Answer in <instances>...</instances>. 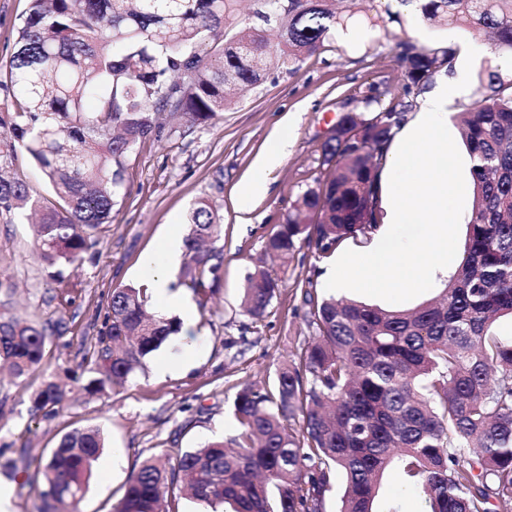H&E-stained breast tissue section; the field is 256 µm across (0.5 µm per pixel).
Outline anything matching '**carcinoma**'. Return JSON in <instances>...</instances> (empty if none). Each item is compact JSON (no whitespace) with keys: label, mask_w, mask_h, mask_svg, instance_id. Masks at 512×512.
I'll return each mask as SVG.
<instances>
[{"label":"carcinoma","mask_w":512,"mask_h":512,"mask_svg":"<svg viewBox=\"0 0 512 512\" xmlns=\"http://www.w3.org/2000/svg\"><path fill=\"white\" fill-rule=\"evenodd\" d=\"M411 1L428 25L488 36L512 57V0H398ZM261 2L263 16L246 19L238 0H29L0 80L13 100V111L0 114V169L25 151L55 199L0 177V211H39L38 258L51 265L94 258L125 195V159L139 142L212 120L232 104L226 86L245 94L266 81L274 53L297 72L356 18L336 0H290L280 22L282 0ZM271 27L282 30L277 45L267 37ZM395 50L403 83L391 91L368 85L340 116L322 147L321 164L333 174L303 191L265 241L269 254L305 246L319 259L379 228L389 147L431 79L453 73L457 54L442 42L400 41ZM456 120L473 197L462 260L440 295L388 310L301 287L313 341L277 369L272 387L237 392L234 447L216 439L168 467L143 462L113 512H167L163 503L183 480L210 507L323 512L339 478L337 512H399L394 499L378 510L382 479L393 470L424 497L426 512L512 505V339L493 327L512 319V76L482 69L477 99ZM222 229L209 199H199L182 284L204 298L222 275L221 251L204 244L220 240ZM279 288L264 269L249 275L245 315L263 318ZM145 304L139 288L112 291L104 330L83 356L93 374L88 392L106 393L179 332L178 320L151 317ZM48 330L0 316V364L29 376ZM63 400L60 385L45 380L34 410L55 413ZM103 448L96 426L61 437L43 466L41 512L78 505Z\"/></svg>","instance_id":"carcinoma-1"}]
</instances>
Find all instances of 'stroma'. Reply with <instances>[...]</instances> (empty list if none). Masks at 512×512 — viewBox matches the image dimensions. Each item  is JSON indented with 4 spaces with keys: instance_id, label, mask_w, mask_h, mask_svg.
I'll return each instance as SVG.
<instances>
[{
    "instance_id": "35a3bbf8",
    "label": "stroma",
    "mask_w": 512,
    "mask_h": 512,
    "mask_svg": "<svg viewBox=\"0 0 512 512\" xmlns=\"http://www.w3.org/2000/svg\"><path fill=\"white\" fill-rule=\"evenodd\" d=\"M387 4L370 0L347 34L336 35L296 73L272 62L264 84L209 123L182 136L137 144L126 159V194L100 236L95 260L47 265L36 256L29 213L0 215V315L66 325L48 336L32 378L0 374V484L16 486L13 512H40L42 463L65 433L89 424L104 431L109 446L93 466L77 512H112L145 459L173 462L212 438H234L236 393L247 384H271L278 366L294 359L313 336L297 287L308 279L320 282L329 258H314L301 248L288 258L268 260L264 243L319 176L322 146L332 134L339 103L358 97L371 83L400 85L394 45L401 39L419 46L449 40L460 50L473 46V64L461 53L456 57L457 81L465 67L477 72L499 62L487 41L430 28L402 7L388 17ZM27 9L28 0H0L1 72ZM284 128L291 140L288 154L269 173V192L241 216L237 189L256 175L257 156ZM201 197L212 202L224 226L223 275L215 293L204 306L187 293L195 315L190 331L143 359L106 395L89 394L80 364L82 341L96 339L103 329L113 289L148 287L144 256L157 252L171 233L187 235L191 209ZM262 263L282 286L267 316L256 323L240 303L248 274ZM69 281L78 289L70 304H59ZM182 356L191 360L187 368L166 370L167 361ZM48 378L65 390V408L54 416L32 411L31 395Z\"/></svg>"
}]
</instances>
